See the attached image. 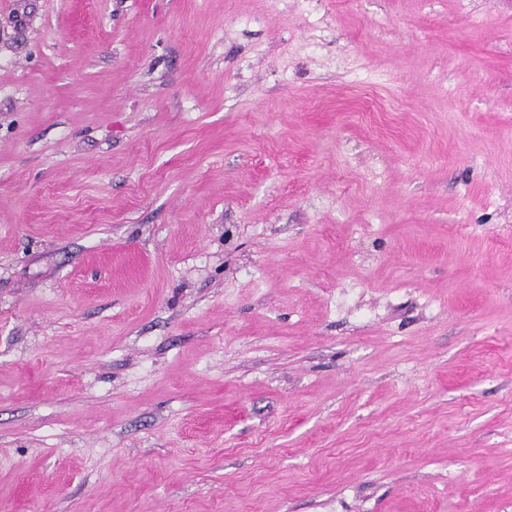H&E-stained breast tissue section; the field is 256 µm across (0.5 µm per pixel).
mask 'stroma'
<instances>
[{
    "mask_svg": "<svg viewBox=\"0 0 512 512\" xmlns=\"http://www.w3.org/2000/svg\"><path fill=\"white\" fill-rule=\"evenodd\" d=\"M0 512H512V0H0Z\"/></svg>",
    "mask_w": 512,
    "mask_h": 512,
    "instance_id": "35a3bbf8",
    "label": "stroma"
}]
</instances>
